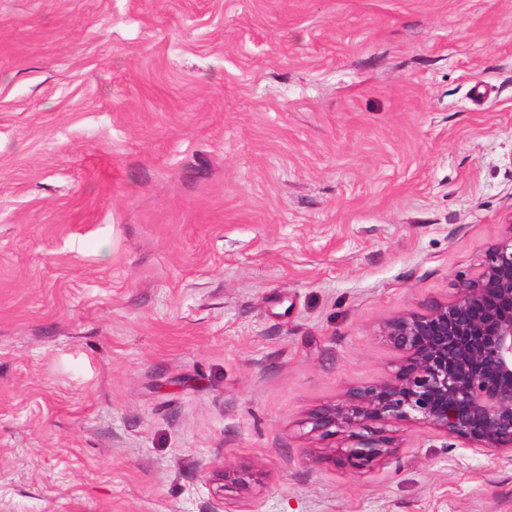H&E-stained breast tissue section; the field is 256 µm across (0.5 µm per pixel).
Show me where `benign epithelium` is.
I'll use <instances>...</instances> for the list:
<instances>
[{
	"label": "benign epithelium",
	"mask_w": 512,
	"mask_h": 512,
	"mask_svg": "<svg viewBox=\"0 0 512 512\" xmlns=\"http://www.w3.org/2000/svg\"><path fill=\"white\" fill-rule=\"evenodd\" d=\"M405 363L386 380L314 412L311 431L346 433V461L367 469L396 451L374 423L412 419L476 452L512 461V238L491 247L477 277L421 315L384 326Z\"/></svg>",
	"instance_id": "7a95c632"
}]
</instances>
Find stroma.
I'll return each instance as SVG.
<instances>
[{"mask_svg":"<svg viewBox=\"0 0 512 512\" xmlns=\"http://www.w3.org/2000/svg\"><path fill=\"white\" fill-rule=\"evenodd\" d=\"M512 237V0H0V512H512L308 418Z\"/></svg>","mask_w":512,"mask_h":512,"instance_id":"obj_1","label":"stroma"}]
</instances>
